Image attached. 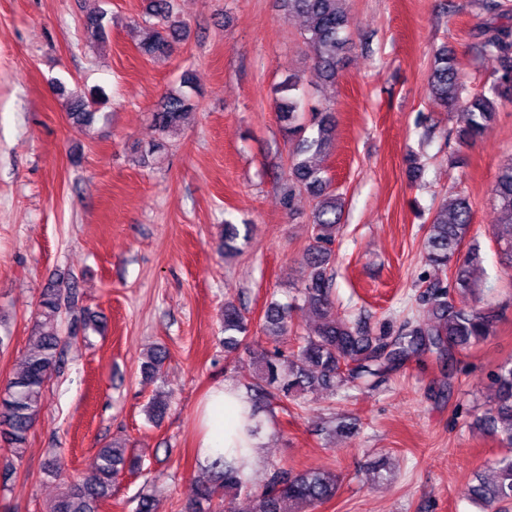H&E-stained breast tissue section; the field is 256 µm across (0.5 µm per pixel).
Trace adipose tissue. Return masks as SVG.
I'll return each mask as SVG.
<instances>
[{
	"label": "adipose tissue",
	"instance_id": "1",
	"mask_svg": "<svg viewBox=\"0 0 512 512\" xmlns=\"http://www.w3.org/2000/svg\"><path fill=\"white\" fill-rule=\"evenodd\" d=\"M250 413L251 402L244 390L230 383H215L197 410L200 462L240 455L245 459V471L259 467L264 450L260 439L249 433L253 424Z\"/></svg>",
	"mask_w": 512,
	"mask_h": 512
}]
</instances>
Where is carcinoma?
<instances>
[{
	"label": "carcinoma",
	"mask_w": 512,
	"mask_h": 512,
	"mask_svg": "<svg viewBox=\"0 0 512 512\" xmlns=\"http://www.w3.org/2000/svg\"><path fill=\"white\" fill-rule=\"evenodd\" d=\"M288 13L305 18L304 39L314 53V65L328 81H335L347 39L348 18L345 0H286ZM485 18L475 28L473 48L494 64V79L477 93H467L448 48L434 55L427 89L441 106L453 110L462 106L467 123L457 132L464 144L482 138L491 128L502 100L512 95V24H499L503 15L499 0H484ZM107 11L89 13L83 20L89 39L105 40L103 20ZM186 24L175 12L174 0H151L148 19L142 22L143 37L137 48L151 60L169 57L184 39ZM193 76L185 72L180 86L167 92L153 113V126L161 136L180 129L185 117L195 107ZM56 91L65 97L69 121L80 128H91L106 119L101 112L102 94L69 92L62 83ZM275 106L284 122L285 138L296 145L288 167V198L302 190L316 199L312 215L313 243L303 255L308 276L296 289L316 318L310 331L293 333L288 318L289 306L272 299L263 316V330L270 336L294 337L297 345L288 352L276 347L256 357L257 374L247 383L257 413L266 412L272 401L291 402L299 407L302 395L319 383L334 396L351 389L376 390L396 367L425 354L452 360L453 354L470 348L492 335L498 314L492 308L477 305L478 278L481 268L480 246L473 242L466 252L461 246L471 230V205L464 197L443 205L431 216L424 244V259L438 271L454 266L453 288L439 279L428 282L419 294L432 319L407 322L398 329L385 323L378 332L361 320L338 319L334 312L332 244L340 231L344 200L331 188L327 169L310 160L326 157L336 134V118L331 112L304 111L301 78L291 73L274 89ZM500 223L512 232V159L503 164L492 185ZM472 296L473 303L457 306L450 290ZM77 288L70 281H57L43 289L37 304V317L23 357L22 370L0 392V441L8 456L0 460L5 472L14 470L21 460L28 434L44 405L45 386L62 363V339L43 327L58 321L62 312L75 301ZM224 349L237 348L250 330L248 318L232 301L224 304ZM166 350L157 346L143 363L146 374H161ZM496 388L495 402L476 415L480 429L493 435L502 447L495 459L490 483L477 480L469 488L480 512H512V358L499 363L491 373ZM95 470L84 476H62L60 463L51 472L61 479L63 490L51 502L47 512H100L103 502L112 497V488L124 474L142 471V458L125 443L113 440L97 453ZM208 469L214 480L196 484L184 512H228L225 496L245 490L252 494L255 512H313L336 496V474L320 469L288 472L270 471L267 482L254 489L241 468L219 458Z\"/></svg>",
	"instance_id": "1"
}]
</instances>
